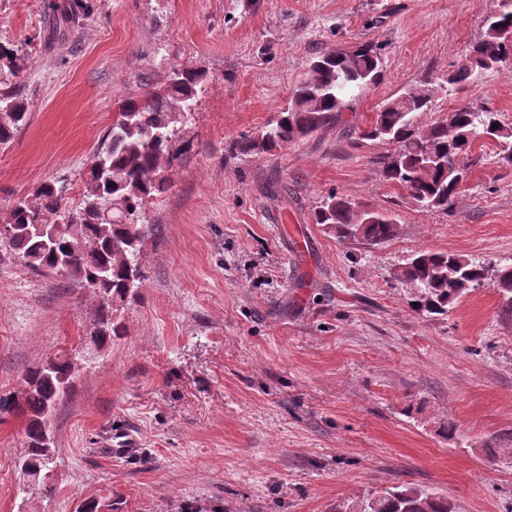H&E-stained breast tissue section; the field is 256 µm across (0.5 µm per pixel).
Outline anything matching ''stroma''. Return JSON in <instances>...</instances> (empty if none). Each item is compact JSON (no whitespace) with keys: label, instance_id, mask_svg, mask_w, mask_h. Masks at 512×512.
I'll list each match as a JSON object with an SVG mask.
<instances>
[{"label":"stroma","instance_id":"obj_1","mask_svg":"<svg viewBox=\"0 0 512 512\" xmlns=\"http://www.w3.org/2000/svg\"><path fill=\"white\" fill-rule=\"evenodd\" d=\"M66 2L0 0L29 115L0 148V221L44 181L78 204L121 100L178 66L209 80L193 148L146 208V280L123 333L82 363L51 421V495L19 484L24 419L0 421V512H76L90 497L112 512H336L399 484L456 512H512V316L486 286L425 317L395 278L423 249L512 265V170L486 144L451 207L423 211L383 176L391 145L358 138L382 102L425 83L421 125L471 102L512 126V61L448 85L490 0H90L89 19L58 33ZM365 43L382 79L335 125L230 151L281 110L308 58ZM332 191L389 210L395 236L374 246L315 223ZM95 305L0 252V392L80 351Z\"/></svg>","mask_w":512,"mask_h":512}]
</instances>
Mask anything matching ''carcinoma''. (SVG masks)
Instances as JSON below:
<instances>
[{"label":"carcinoma","mask_w":512,"mask_h":512,"mask_svg":"<svg viewBox=\"0 0 512 512\" xmlns=\"http://www.w3.org/2000/svg\"><path fill=\"white\" fill-rule=\"evenodd\" d=\"M495 2L485 16L484 34L469 48L473 66L458 69L451 83H473L478 71L490 70L488 63L512 57V43L506 42V34H512V0ZM87 10L85 0H71L55 21L73 26ZM380 63V52L372 44L348 52L337 48L312 58L277 118L254 134L240 136L230 148L243 155L267 153L336 122L354 96L380 80ZM25 70L18 48L0 42L1 148L27 120L21 84ZM206 83V70L179 68L163 85L124 100L86 168L79 205L70 206L64 184L43 182L31 196L15 202L0 229V249L25 267L50 271L96 298L89 334L100 351L121 335V312L144 281L140 258L147 225L141 220L146 205L170 188L175 161L192 148L191 140L181 139V129L193 119ZM430 99L427 85L404 89L374 113L360 137L394 145L393 153L381 159L384 177L406 192L413 204L446 210L485 142L496 144L501 164L512 167V127L489 109L464 105L423 128L418 116L427 111ZM374 216L373 222L364 223L361 206L335 192L328 193L313 214L315 223L333 229L340 238L359 232L369 244L379 245L395 235L397 219L387 211L376 210ZM40 224L57 227L55 240L37 233ZM488 271L480 261L422 250L400 267L397 278L416 285L412 307L422 313L446 314L463 295L490 284L512 314V266L498 267L492 282ZM76 373L77 362L62 353L26 370L21 390L0 393V416L26 420L24 452L17 460L28 467L25 484H42L48 493L46 480L56 453L50 419ZM349 512H455V505L431 489L400 485L353 501Z\"/></svg>","instance_id":"cac0c4a2"}]
</instances>
